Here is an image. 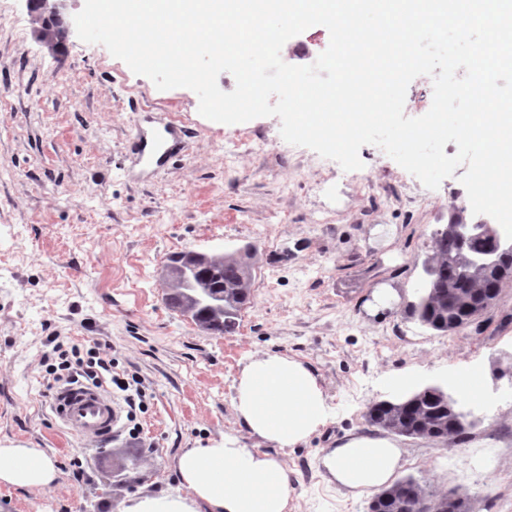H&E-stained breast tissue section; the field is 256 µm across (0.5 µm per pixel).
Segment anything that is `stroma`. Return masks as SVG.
<instances>
[{"mask_svg":"<svg viewBox=\"0 0 512 512\" xmlns=\"http://www.w3.org/2000/svg\"><path fill=\"white\" fill-rule=\"evenodd\" d=\"M0 442L43 449L59 471L43 491L0 487V512H120L131 499L180 488L186 448L238 434L233 381L270 351L306 362L328 395L325 426L278 451L290 512H367L369 495L325 481L318 457L376 434L369 407L392 375L426 384L479 370L464 404L473 423L447 441L400 436V475L425 491L455 488L471 512H512V285L466 329L432 331L403 307L371 315L376 289L411 299L432 232L468 205L455 169L427 189L382 149L362 146L346 171L287 143L276 117L223 124L186 88L158 90L100 44L70 36L50 51L24 0H0ZM282 59L315 62L330 43L315 25ZM168 122L188 129L180 154L144 173L128 140ZM258 249L253 299L238 331L214 336L164 303L169 255ZM109 345L115 373L143 378L139 439L92 441L65 426L43 383L48 337ZM83 462L74 479L70 462Z\"/></svg>","mask_w":512,"mask_h":512,"instance_id":"obj_1","label":"stroma"}]
</instances>
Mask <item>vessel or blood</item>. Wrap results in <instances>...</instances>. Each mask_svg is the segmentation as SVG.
Instances as JSON below:
<instances>
[{
  "instance_id": "1",
  "label": "vessel or blood",
  "mask_w": 512,
  "mask_h": 512,
  "mask_svg": "<svg viewBox=\"0 0 512 512\" xmlns=\"http://www.w3.org/2000/svg\"><path fill=\"white\" fill-rule=\"evenodd\" d=\"M186 134V129L170 123L149 135L137 133L134 150L139 162L149 168L165 165ZM53 409L66 426L95 441L116 433L122 417L117 402L97 384L60 389L54 396Z\"/></svg>"
}]
</instances>
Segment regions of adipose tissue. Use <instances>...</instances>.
<instances>
[{"label": "adipose tissue", "mask_w": 512, "mask_h": 512, "mask_svg": "<svg viewBox=\"0 0 512 512\" xmlns=\"http://www.w3.org/2000/svg\"><path fill=\"white\" fill-rule=\"evenodd\" d=\"M234 388L245 438L227 435L185 449L176 461L179 493L139 497L121 512H288L291 476L272 451L295 447L325 425V389L301 360L270 352L252 357ZM400 459L390 438L357 435L323 451L319 464L332 482L360 495L391 485ZM58 477L42 449L0 444L1 486L41 491Z\"/></svg>", "instance_id": "ef3b65f1"}]
</instances>
